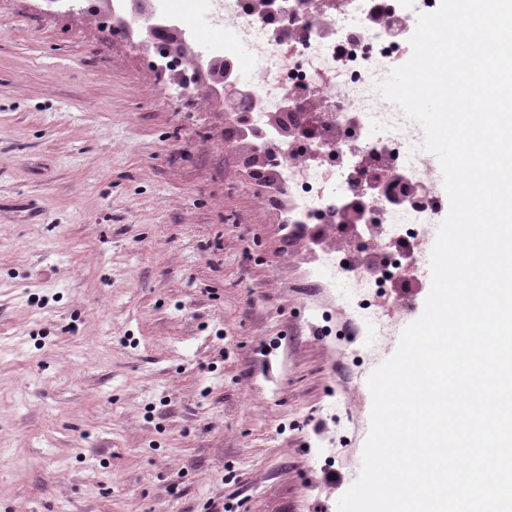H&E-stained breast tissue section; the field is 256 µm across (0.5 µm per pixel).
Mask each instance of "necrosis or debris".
I'll return each instance as SVG.
<instances>
[{"mask_svg": "<svg viewBox=\"0 0 512 512\" xmlns=\"http://www.w3.org/2000/svg\"><path fill=\"white\" fill-rule=\"evenodd\" d=\"M404 20L398 0H210L206 16L210 26L236 29L260 62L257 92L242 111L292 100L285 118L296 136L280 146L291 222L317 238L350 223L349 202L378 213L381 234L350 236L337 252L314 257L322 277L358 282L356 307L374 316L384 288L406 269L400 245L424 242L434 211L396 223L388 197L365 192L395 155L406 183L431 176L408 124L376 88Z\"/></svg>", "mask_w": 512, "mask_h": 512, "instance_id": "4bbe7bcc", "label": "necrosis or debris"}]
</instances>
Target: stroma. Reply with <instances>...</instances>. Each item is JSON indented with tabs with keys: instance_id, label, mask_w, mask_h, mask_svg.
<instances>
[{
	"instance_id": "stroma-1",
	"label": "stroma",
	"mask_w": 512,
	"mask_h": 512,
	"mask_svg": "<svg viewBox=\"0 0 512 512\" xmlns=\"http://www.w3.org/2000/svg\"><path fill=\"white\" fill-rule=\"evenodd\" d=\"M88 5L0 0V512H337L430 250L386 335L318 340L346 280L309 289L222 103Z\"/></svg>"
}]
</instances>
